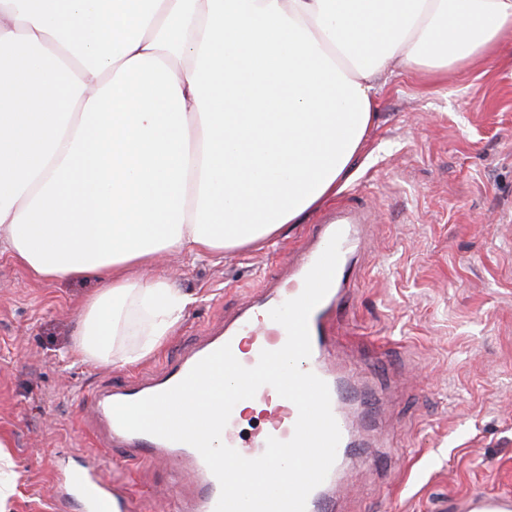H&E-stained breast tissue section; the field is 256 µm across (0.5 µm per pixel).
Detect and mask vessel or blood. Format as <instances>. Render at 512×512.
I'll use <instances>...</instances> for the list:
<instances>
[{"mask_svg":"<svg viewBox=\"0 0 512 512\" xmlns=\"http://www.w3.org/2000/svg\"><path fill=\"white\" fill-rule=\"evenodd\" d=\"M373 217L362 204L339 202L329 208L309 229L298 247L279 262L276 273L264 285L261 295L251 299L223 328L206 337L158 374L120 386L107 385L82 393L79 418L99 458L75 451L72 465L53 472L54 512H127L125 495L117 487L102 459L120 450L127 465L164 457L173 462L176 480L190 479L189 499H177L167 512H214L220 485L199 452L185 443L156 436L124 431L117 423L112 406L165 391L179 383L202 358L223 345H230L244 366L256 365L262 350L280 349L287 340L285 329L272 321L270 309L300 295L304 278L324 251L335 231H342L340 260L330 290L314 308L308 320L311 355L302 369L322 378L329 386L331 408L341 432L337 456L325 481L307 500L306 512H336L335 490L347 473L348 456L359 454L364 446L361 428L371 426L380 402V391L363 377L345 374L333 367L338 347L343 343L340 325L347 320L354 304V289L360 271L359 260L364 230ZM265 403L263 425L249 438L237 433L239 412H232L222 440L244 457H259L268 437L289 440L298 417L296 406L281 398L269 385L256 393Z\"/></svg>","mask_w":512,"mask_h":512,"instance_id":"1","label":"vessel or blood"}]
</instances>
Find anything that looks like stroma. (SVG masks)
<instances>
[{
  "label": "stroma",
  "mask_w": 512,
  "mask_h": 512,
  "mask_svg": "<svg viewBox=\"0 0 512 512\" xmlns=\"http://www.w3.org/2000/svg\"><path fill=\"white\" fill-rule=\"evenodd\" d=\"M376 112L341 192L380 219L347 334L388 346L391 383L375 427L390 447L374 468L356 469L338 510L512 504V37L485 62L432 77L398 71ZM315 218L220 259L161 257L159 268L197 301L159 350L132 364L73 350L94 281H43L0 253V507L51 512L53 461L85 445L78 390L156 373L258 294ZM113 479L131 512H163L187 491L163 461Z\"/></svg>",
  "instance_id": "1"
}]
</instances>
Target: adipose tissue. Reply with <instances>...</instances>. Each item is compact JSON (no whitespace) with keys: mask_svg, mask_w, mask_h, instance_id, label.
<instances>
[{"mask_svg":"<svg viewBox=\"0 0 512 512\" xmlns=\"http://www.w3.org/2000/svg\"><path fill=\"white\" fill-rule=\"evenodd\" d=\"M512 0H0V251L99 287L76 349L131 364L191 296L163 253L300 223L351 176L398 67L495 55Z\"/></svg>","mask_w":512,"mask_h":512,"instance_id":"obj_1","label":"adipose tissue"}]
</instances>
